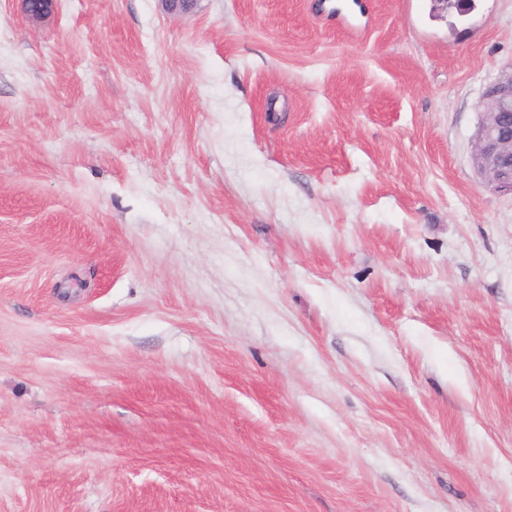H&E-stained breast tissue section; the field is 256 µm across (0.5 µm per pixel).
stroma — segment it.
Here are the masks:
<instances>
[{"mask_svg":"<svg viewBox=\"0 0 512 512\" xmlns=\"http://www.w3.org/2000/svg\"><path fill=\"white\" fill-rule=\"evenodd\" d=\"M512 0H0V512H512ZM473 164L489 190L512 193V67L483 94Z\"/></svg>","mask_w":512,"mask_h":512,"instance_id":"1","label":"stroma"}]
</instances>
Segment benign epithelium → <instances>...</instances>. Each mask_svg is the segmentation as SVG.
I'll list each match as a JSON object with an SVG mask.
<instances>
[{"label": "benign epithelium", "mask_w": 512, "mask_h": 512, "mask_svg": "<svg viewBox=\"0 0 512 512\" xmlns=\"http://www.w3.org/2000/svg\"><path fill=\"white\" fill-rule=\"evenodd\" d=\"M22 7L37 22L51 15L54 0H22ZM473 164L488 189L512 193V69L501 72L483 94Z\"/></svg>", "instance_id": "benign-epithelium-1"}]
</instances>
